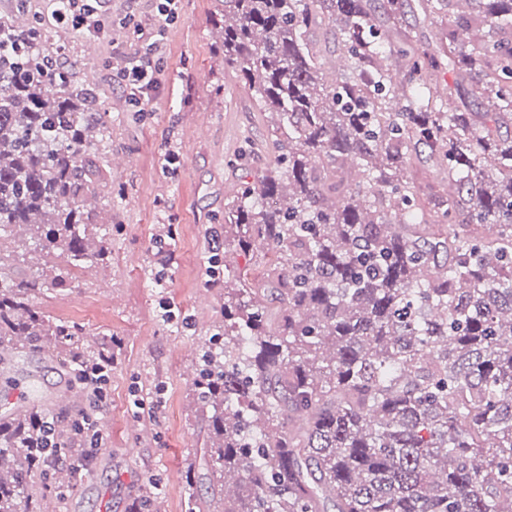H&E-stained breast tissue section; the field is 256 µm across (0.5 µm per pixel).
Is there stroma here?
Here are the masks:
<instances>
[{
    "label": "stroma",
    "mask_w": 512,
    "mask_h": 512,
    "mask_svg": "<svg viewBox=\"0 0 512 512\" xmlns=\"http://www.w3.org/2000/svg\"><path fill=\"white\" fill-rule=\"evenodd\" d=\"M158 0H105L112 32L93 36L58 23L56 0H28L31 14L56 34L57 60L78 77L94 73L108 147L95 160L112 200L110 264L40 298L54 318L83 325L95 347L113 348L107 399L96 404L74 383L56 413L73 421L89 413L105 435L60 512H132L152 485L159 512H187V470L202 472L207 429L195 416L191 384L196 356L221 325L223 282L209 273V239L224 205L277 155L262 113L225 70L213 47L219 0H176L172 15ZM158 46L161 69L146 108L130 104L120 75L128 61ZM175 150L181 164L164 166ZM174 262L161 268L160 252ZM19 379L37 400L54 399L60 375L39 356L18 360Z\"/></svg>",
    "instance_id": "1"
}]
</instances>
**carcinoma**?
I'll return each instance as SVG.
<instances>
[{
	"mask_svg": "<svg viewBox=\"0 0 512 512\" xmlns=\"http://www.w3.org/2000/svg\"><path fill=\"white\" fill-rule=\"evenodd\" d=\"M220 2L216 49L278 162L224 206L221 246L263 270L224 278L222 343L198 355L208 505L189 471L188 512H512V0H420L427 48L408 0ZM16 12L0 18V236L29 228L21 251L49 261L18 280L0 254V347L73 370L112 355L38 300L106 260L87 201L111 132L26 0ZM330 39L352 62L332 82ZM422 152L443 183L426 199ZM71 434L44 405L0 415V512L69 487Z\"/></svg>",
	"mask_w": 512,
	"mask_h": 512,
	"instance_id": "1",
	"label": "carcinoma"
}]
</instances>
